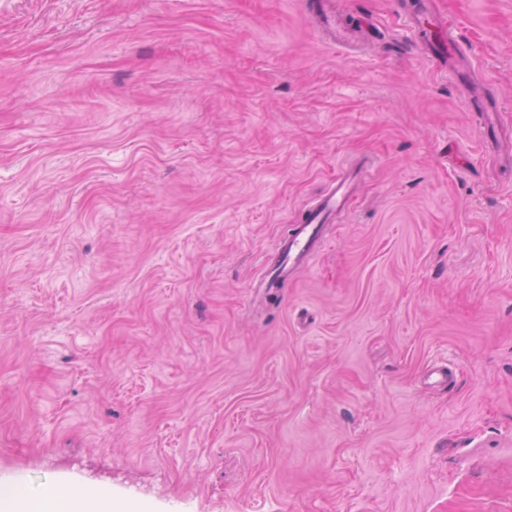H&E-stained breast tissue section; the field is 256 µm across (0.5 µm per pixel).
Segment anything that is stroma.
<instances>
[{
  "label": "stroma",
  "instance_id": "35a3bbf8",
  "mask_svg": "<svg viewBox=\"0 0 512 512\" xmlns=\"http://www.w3.org/2000/svg\"><path fill=\"white\" fill-rule=\"evenodd\" d=\"M313 2L0 0V482L512 512V0H429L467 87L417 0H336L352 44ZM412 30H417L422 25H427L430 37L437 45V51L430 54L431 61L439 67H446L448 58L458 57L464 52L458 43L447 38L450 21L441 15H417L410 14L407 18ZM352 203L350 183L337 177L333 187L306 210L299 230L279 242L276 259L268 268L266 288H276L287 279L321 245L325 225L331 224L336 214L348 210Z\"/></svg>",
  "mask_w": 512,
  "mask_h": 512
}]
</instances>
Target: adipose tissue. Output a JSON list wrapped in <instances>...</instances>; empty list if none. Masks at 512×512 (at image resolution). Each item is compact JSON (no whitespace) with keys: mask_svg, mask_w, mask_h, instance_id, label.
Returning <instances> with one entry per match:
<instances>
[{"mask_svg":"<svg viewBox=\"0 0 512 512\" xmlns=\"http://www.w3.org/2000/svg\"><path fill=\"white\" fill-rule=\"evenodd\" d=\"M109 505L99 488L91 486L77 491L50 486L34 492L21 489L0 495V512H102Z\"/></svg>","mask_w":512,"mask_h":512,"instance_id":"1","label":"adipose tissue"}]
</instances>
